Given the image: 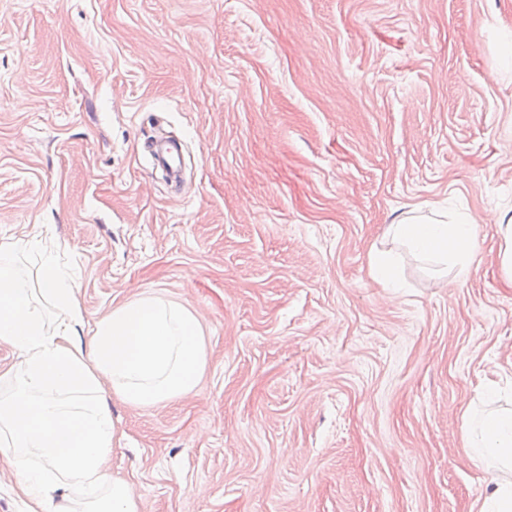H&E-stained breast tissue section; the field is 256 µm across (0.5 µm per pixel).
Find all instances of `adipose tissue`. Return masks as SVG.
Instances as JSON below:
<instances>
[{"mask_svg": "<svg viewBox=\"0 0 512 512\" xmlns=\"http://www.w3.org/2000/svg\"><path fill=\"white\" fill-rule=\"evenodd\" d=\"M473 222L445 224L412 218L389 225L388 236L415 252L447 261L461 253ZM52 313L35 306V294ZM74 277L46 255L37 281L0 247V344L21 358V386L0 400V458L12 468L31 512H139L132 487L113 478L106 463L119 441L107 396L157 405L194 390L207 368L200 325L185 307L140 297L97 323L90 345ZM464 414L465 451L494 472L476 512H512V409Z\"/></svg>", "mask_w": 512, "mask_h": 512, "instance_id": "obj_1", "label": "adipose tissue"}]
</instances>
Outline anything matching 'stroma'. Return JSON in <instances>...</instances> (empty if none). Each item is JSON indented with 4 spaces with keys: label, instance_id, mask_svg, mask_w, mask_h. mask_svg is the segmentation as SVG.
<instances>
[{
    "label": "stroma",
    "instance_id": "obj_1",
    "mask_svg": "<svg viewBox=\"0 0 512 512\" xmlns=\"http://www.w3.org/2000/svg\"><path fill=\"white\" fill-rule=\"evenodd\" d=\"M461 214L463 269L385 234ZM511 219L512 0H0V245L72 269L82 341L139 296L200 323L194 391L108 401L139 512H469ZM180 147L172 144H160L153 149L155 163L168 172L176 174L179 172ZM370 271L373 278L381 282L385 288H391L394 293H399L402 286L394 276L393 260L388 253L374 252L370 257Z\"/></svg>",
    "mask_w": 512,
    "mask_h": 512
}]
</instances>
